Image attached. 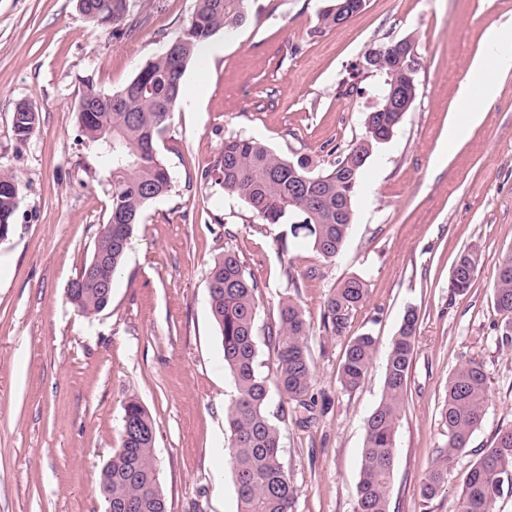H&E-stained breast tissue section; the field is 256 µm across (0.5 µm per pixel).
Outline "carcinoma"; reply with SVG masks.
<instances>
[{
	"label": "carcinoma",
	"instance_id": "cac0c4a2",
	"mask_svg": "<svg viewBox=\"0 0 512 512\" xmlns=\"http://www.w3.org/2000/svg\"><path fill=\"white\" fill-rule=\"evenodd\" d=\"M83 17L103 28L118 30L128 13V0H84ZM246 0H196L194 12L173 38L178 46L148 61L124 87L123 109L80 112L85 136L98 144L112 178V222L103 225L91 258L76 278L79 287L66 292L78 312L93 316L105 310L116 274L131 243L134 228L146 206L172 189V176L159 157L155 144L166 130L169 107L182 92L187 66L198 46L217 33L246 20ZM320 13L324 27L349 18L366 7L367 0H329ZM410 41L382 47L371 66L383 77L387 90L397 88L416 99L418 85L410 64ZM403 118L399 112H370L364 131L337 157L326 174H314L303 160L292 161L264 143L242 134L224 138L214 169L204 174L223 192L244 201L263 224H287L325 259L342 250L353 221L357 187L374 149L391 138ZM38 113L29 104H18L13 129L20 139L36 127ZM19 182L10 170H0V230L10 234L19 207ZM482 262L478 249H463L457 256L450 288L464 293ZM207 288L213 321L221 337L224 369L233 378L236 396L226 414L230 429L229 463L235 476L238 512H293L298 488L282 461L281 432L277 417L268 411L269 384L257 363V282L246 275L232 250L208 269ZM494 304L503 316L502 343H512V250L498 261L492 284ZM368 298L366 281L358 276L343 281L324 306L323 326L334 336L349 332L353 311ZM419 313L406 311L387 356L383 391L378 405L366 420V434L356 489L355 512H389L395 439L405 405L407 380L412 366ZM310 325L293 298L279 308L278 322L267 336L277 350L275 385L296 405L312 404L310 391L314 365L308 346ZM376 351L368 334L349 340L339 366L338 379L346 391L365 381ZM487 388L480 367L466 364L448 377V391L440 416L448 431V443L425 473L420 496L431 500L447 485L448 460L467 448L471 435L481 426L487 406ZM120 447L100 470L98 487L112 512H167L158 478L154 452L156 427L152 416L136 398L123 406ZM512 487V427L501 429L492 445L471 465L457 498L455 512H495L504 486Z\"/></svg>",
	"mask_w": 512,
	"mask_h": 512
}]
</instances>
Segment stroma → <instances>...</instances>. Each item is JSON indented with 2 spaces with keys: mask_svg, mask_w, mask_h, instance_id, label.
<instances>
[{
  "mask_svg": "<svg viewBox=\"0 0 512 512\" xmlns=\"http://www.w3.org/2000/svg\"><path fill=\"white\" fill-rule=\"evenodd\" d=\"M196 0H128L127 27H95L76 0H0V169L22 202L0 242V512H105L102 466L121 443L123 405L138 398L157 429L155 455L167 512H237L225 462V410L235 386L210 314L206 271L238 253L258 283V367L273 375L264 329L287 296L311 327V393L321 411L301 426L271 392L283 461L299 490L294 512H354L365 439L386 354L408 308L420 314L407 397L396 434L389 512H454L468 470L499 429L512 426V345L499 336L491 294L498 258L512 249V71H491L494 98L460 97L484 35L504 29L512 50V0H367L338 27H323L324 0H249V17L216 34L223 54L193 60L156 149L173 188L151 202L116 277L112 302L85 317L66 299L92 255L110 207V177L78 123L85 82L122 89L187 24ZM409 40L417 97L393 137L369 159L349 236L334 260L260 223L239 198L202 179L230 134L307 159L322 173L364 130L382 92L369 49ZM353 95H345L348 85ZM39 112L24 140L19 103ZM480 107L484 118L455 142L448 122ZM484 262L467 293L450 277L461 250ZM368 283L351 332L377 351L360 388L343 391L346 338L326 332L325 302L345 279ZM474 364L488 404L467 448L448 462L445 491L419 486L448 441L440 410L448 376Z\"/></svg>",
  "mask_w": 512,
  "mask_h": 512,
  "instance_id": "obj_1",
  "label": "stroma"
}]
</instances>
